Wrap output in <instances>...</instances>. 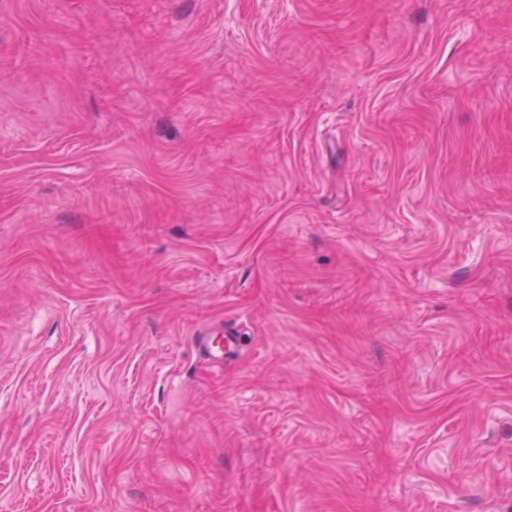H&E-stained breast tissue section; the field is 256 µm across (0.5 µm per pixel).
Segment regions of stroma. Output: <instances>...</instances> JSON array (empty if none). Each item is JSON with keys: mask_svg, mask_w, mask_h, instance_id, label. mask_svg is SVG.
Returning <instances> with one entry per match:
<instances>
[{"mask_svg": "<svg viewBox=\"0 0 512 512\" xmlns=\"http://www.w3.org/2000/svg\"><path fill=\"white\" fill-rule=\"evenodd\" d=\"M0 512H512V0H0ZM234 336L230 330H224L221 325H206L197 333L196 345L198 350L212 363L223 366L224 357L231 351Z\"/></svg>", "mask_w": 512, "mask_h": 512, "instance_id": "1", "label": "stroma"}]
</instances>
